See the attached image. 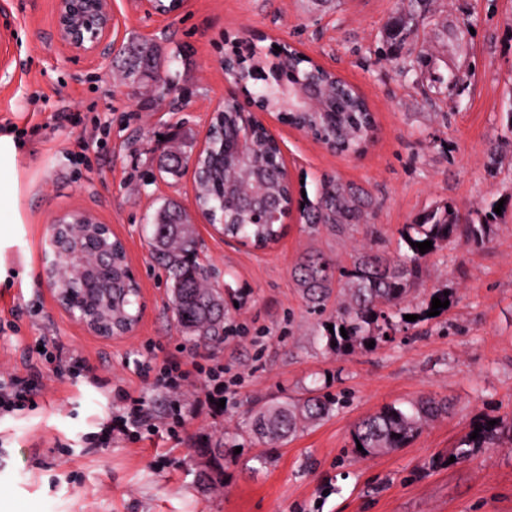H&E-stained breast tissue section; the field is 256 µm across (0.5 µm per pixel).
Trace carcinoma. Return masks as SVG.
Here are the masks:
<instances>
[{
    "instance_id": "carcinoma-1",
    "label": "carcinoma",
    "mask_w": 512,
    "mask_h": 512,
    "mask_svg": "<svg viewBox=\"0 0 512 512\" xmlns=\"http://www.w3.org/2000/svg\"><path fill=\"white\" fill-rule=\"evenodd\" d=\"M430 0H406L399 17L389 31L390 40L404 43L416 34L418 18L428 11ZM267 57L250 55L249 63L240 73V84L251 104H259L279 119L313 135L322 131L336 133V148L363 153L373 129V116L366 99L335 73L323 68L310 58L297 59V52L288 48V59L281 62L284 70L282 83L271 88L256 87L252 72L264 67ZM125 76H151L157 83L171 84L170 76L155 73L156 57L148 47L137 48L133 56L124 60ZM317 83L327 94L315 110L288 107V100H296L297 81ZM244 104L235 96L224 99L223 112L212 120L211 151L204 152L195 173L198 210L212 214L224 237L236 239L254 247H266L278 241L284 231L282 217L292 203L291 190L283 180V165L277 141L263 128H255L257 150L245 159L238 156L235 135L241 124ZM372 206L371 198L352 184H343L333 178L322 185L319 200L314 207L320 224H330L342 230L360 223ZM450 205L431 210L413 224L404 234L409 254L402 259H391L383 254L361 256L352 268L335 271L333 262L321 255L304 257L295 269L299 285L315 312L323 309L333 292L335 279H344L350 285L344 305L336 310L333 334L327 336L337 346L351 345L379 339L399 330L404 320L401 304L408 288L424 275L422 260L425 255L413 242H432L437 247L451 239H466L476 243L486 241L494 210L484 212L479 224L461 221ZM80 214L71 213L62 218L57 231L61 249L94 247L107 257L104 267L87 273L86 281L73 284L77 299L73 309L84 312L92 307L84 288L94 291L112 289V318L133 324L140 316L138 296L131 290L133 279L125 249L107 234L79 222ZM148 243L153 255L167 269L171 281L172 305L181 332L199 343H218L223 340L224 306L221 295L214 288L205 287L209 279L198 261V240L190 218L178 205L168 202L152 217ZM347 337H342L340 329ZM337 399L329 395H312L302 401L281 403L255 413L254 431L261 438L276 442L284 440L307 424L328 416ZM448 412V400L431 396L421 397L408 407L387 406L355 425L352 442L362 445L366 454H374L406 445L428 422ZM499 427L483 424L479 437L465 438L453 453L454 459H466L476 448H488L500 442Z\"/></svg>"
}]
</instances>
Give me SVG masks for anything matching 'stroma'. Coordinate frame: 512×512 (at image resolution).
I'll return each mask as SVG.
<instances>
[{
  "label": "stroma",
  "mask_w": 512,
  "mask_h": 512,
  "mask_svg": "<svg viewBox=\"0 0 512 512\" xmlns=\"http://www.w3.org/2000/svg\"><path fill=\"white\" fill-rule=\"evenodd\" d=\"M53 0H0V126L23 148V221L0 226V373L29 381L22 409L0 410V512H512V444L449 462L475 424L512 423V0H433L416 37L386 38L402 0H186L172 14L112 0L118 52L147 42L174 95L125 79L113 59L73 65L58 43ZM287 43L335 72L374 118L362 156L331 152L304 130L263 122L294 195L316 202L324 178L376 202L345 232L288 219L265 248L225 240L199 213L194 170L163 172L174 145H201L236 87L224 55ZM409 64L417 79L400 68ZM75 112L79 127L56 120ZM87 148H80V140ZM178 202L199 260L225 300L223 344H191L169 300L168 275L145 241L155 211ZM507 205L484 245L439 244L408 294L412 322L375 346L335 348L336 302L312 313L295 277L304 255L351 267L359 252L394 258L405 225L451 205L479 221ZM73 211L107 224L125 246L142 310L133 329L90 333L46 285L54 221ZM449 306L427 313L434 289ZM204 373L174 389L169 357ZM223 382L224 407L210 399ZM129 391L118 400L116 389ZM319 389L340 403L317 424L267 445L250 431L259 409ZM448 400L447 415L406 446L359 456L355 424L386 405ZM142 404L148 418L103 442L104 424ZM222 471L221 483L208 480Z\"/></svg>",
  "instance_id": "obj_1"
}]
</instances>
